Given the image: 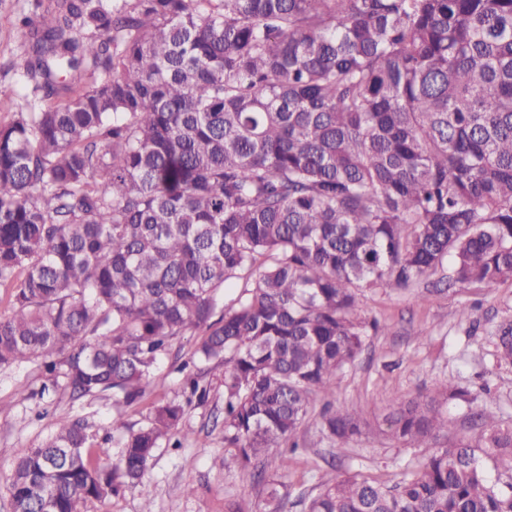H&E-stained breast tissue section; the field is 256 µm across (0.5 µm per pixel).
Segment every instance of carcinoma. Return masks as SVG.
Listing matches in <instances>:
<instances>
[{
  "mask_svg": "<svg viewBox=\"0 0 512 512\" xmlns=\"http://www.w3.org/2000/svg\"><path fill=\"white\" fill-rule=\"evenodd\" d=\"M27 112L0 124V367L74 399L141 401L198 330L224 367V457L288 469L369 331L364 290L512 280V0H35ZM244 280L216 315L218 295ZM512 365V318L495 330ZM453 380L389 412L427 449L390 482H322L305 512H512V425L448 430ZM184 409L160 403L117 465L63 424L12 466V512H83L141 479ZM333 441L361 434L327 409ZM282 452L272 456L269 450Z\"/></svg>",
  "mask_w": 512,
  "mask_h": 512,
  "instance_id": "1",
  "label": "carcinoma"
}]
</instances>
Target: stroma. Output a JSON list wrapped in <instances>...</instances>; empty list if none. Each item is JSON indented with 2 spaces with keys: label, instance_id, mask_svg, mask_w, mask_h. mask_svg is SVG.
Returning <instances> with one entry per match:
<instances>
[{
  "label": "stroma",
  "instance_id": "stroma-1",
  "mask_svg": "<svg viewBox=\"0 0 512 512\" xmlns=\"http://www.w3.org/2000/svg\"><path fill=\"white\" fill-rule=\"evenodd\" d=\"M33 0H0V84L13 85V101L0 104V124L10 122L30 94L18 67L32 41L14 25L31 11ZM450 266L419 279L412 291H366L357 314L378 321L382 332L368 337L354 365L337 374L332 402L358 413L363 431L345 443L331 442L321 431L323 400H316L298 433L300 450L279 475L291 501L290 512H303L298 499L315 494L325 479L360 476L381 482L396 479L422 460L425 451L380 430L383 417L408 400L434 395L439 384L455 379L475 394L474 402H449V431L438 445L472 433L486 401L499 420L512 424V366H496L490 351L493 329L512 317V281L488 288L450 283ZM472 307L474 324L460 322L461 306ZM200 333L183 336L159 359L150 393L130 406L115 407L112 397L73 399L63 387L44 389L40 366L25 362L0 368V512H10L7 486L10 464L41 444L58 426L82 420L94 446L106 448L104 465L122 450L127 429L146 424L154 404H184L183 427L192 431L181 447L163 441L142 480L105 501H89L86 512H268L264 483L242 485L224 463V370L206 369L193 352ZM207 387L204 402L189 401V378Z\"/></svg>",
  "mask_w": 512,
  "mask_h": 512
}]
</instances>
